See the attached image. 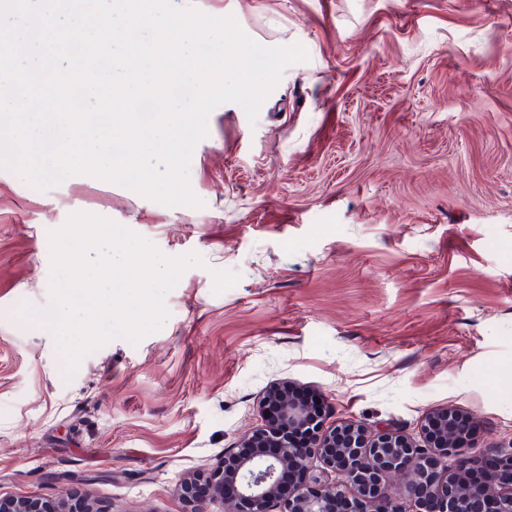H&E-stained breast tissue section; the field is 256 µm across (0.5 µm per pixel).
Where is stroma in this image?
I'll return each instance as SVG.
<instances>
[{
  "label": "stroma",
  "instance_id": "1",
  "mask_svg": "<svg viewBox=\"0 0 512 512\" xmlns=\"http://www.w3.org/2000/svg\"><path fill=\"white\" fill-rule=\"evenodd\" d=\"M266 46L302 44L250 124L216 107L190 161L199 208L74 175L0 169V498L90 496L100 512H184L189 473L266 421L287 380L325 423L422 441L466 412L512 446V0H193ZM101 215L168 256L199 254L163 327L66 375L48 233ZM238 273L214 293L212 270Z\"/></svg>",
  "mask_w": 512,
  "mask_h": 512
}]
</instances>
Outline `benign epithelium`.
Segmentation results:
<instances>
[{
	"mask_svg": "<svg viewBox=\"0 0 512 512\" xmlns=\"http://www.w3.org/2000/svg\"><path fill=\"white\" fill-rule=\"evenodd\" d=\"M277 383L261 406L276 409L266 424L224 452L212 469L182 479L185 512H512V452L476 451L471 419L453 409L432 412L422 426L421 448L400 431L370 432L361 423L325 426V415L292 399ZM318 460L316 475L310 463ZM294 471L289 480L284 474ZM0 512H98L88 498L46 502L2 499Z\"/></svg>",
	"mask_w": 512,
	"mask_h": 512,
	"instance_id": "obj_1",
	"label": "benign epithelium"
}]
</instances>
